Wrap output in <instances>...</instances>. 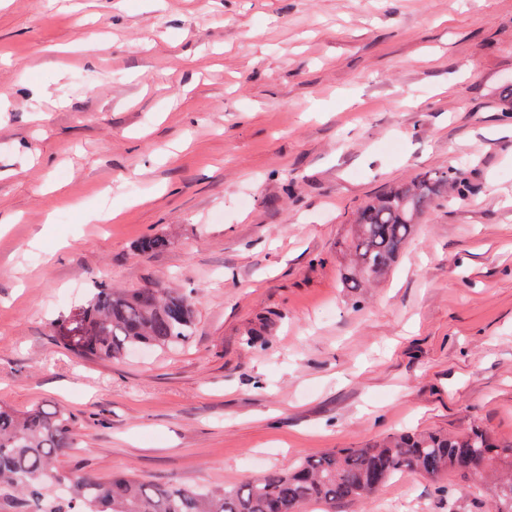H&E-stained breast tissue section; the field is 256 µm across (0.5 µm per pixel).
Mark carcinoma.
Returning <instances> with one entry per match:
<instances>
[{"instance_id":"carcinoma-1","label":"carcinoma","mask_w":512,"mask_h":512,"mask_svg":"<svg viewBox=\"0 0 512 512\" xmlns=\"http://www.w3.org/2000/svg\"><path fill=\"white\" fill-rule=\"evenodd\" d=\"M476 191L451 167L429 172L367 203L356 214L346 285L360 288L385 276L414 232L420 215L447 191ZM192 298L170 288L130 292L95 289L78 315L55 327L56 342L79 355L117 359L138 348H171L193 332ZM82 425L62 408L23 414L0 405V499L20 497V512H336L366 502L384 484L412 472L439 481L457 472L482 484L490 462L512 467L505 449L475 428L459 436L400 433L365 448L334 450L292 468L269 470L229 489L147 485L129 475L100 478L59 469L79 447ZM488 512H512V476L493 490Z\"/></svg>"}]
</instances>
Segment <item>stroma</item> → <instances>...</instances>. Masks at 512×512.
Masks as SVG:
<instances>
[{
    "instance_id": "obj_1",
    "label": "stroma",
    "mask_w": 512,
    "mask_h": 512,
    "mask_svg": "<svg viewBox=\"0 0 512 512\" xmlns=\"http://www.w3.org/2000/svg\"><path fill=\"white\" fill-rule=\"evenodd\" d=\"M451 166L475 194L344 286L358 209ZM101 282L192 297L191 338L65 350ZM0 403L81 418L61 470L158 484L401 431L512 444V0H0ZM469 485L336 512H481Z\"/></svg>"
}]
</instances>
